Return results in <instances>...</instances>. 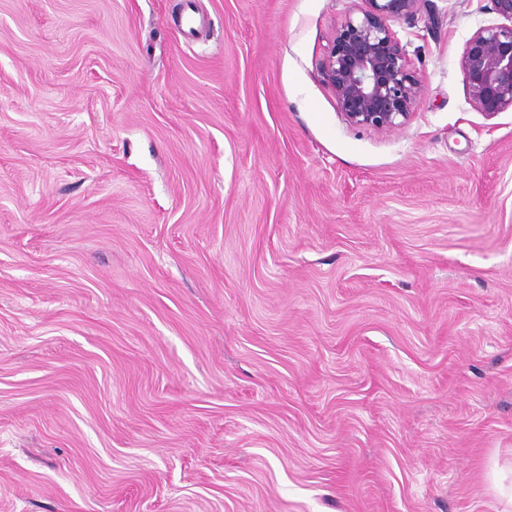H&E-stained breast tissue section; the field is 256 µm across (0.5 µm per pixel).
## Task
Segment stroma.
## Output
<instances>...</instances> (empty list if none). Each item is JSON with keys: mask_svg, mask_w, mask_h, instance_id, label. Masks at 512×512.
<instances>
[{"mask_svg": "<svg viewBox=\"0 0 512 512\" xmlns=\"http://www.w3.org/2000/svg\"><path fill=\"white\" fill-rule=\"evenodd\" d=\"M350 0H0V512H495L512 457V110L489 0L395 29L346 124ZM351 2L357 3L334 35L321 64L322 75L349 125L393 131L409 120L422 84L409 69L392 26L414 17L423 0ZM492 11L510 24L480 27L461 56L468 99L480 112L512 110V0H490ZM488 493L492 494L501 508L497 512L512 511V464L508 466H495L488 486Z\"/></svg>", "mask_w": 512, "mask_h": 512, "instance_id": "35a3bbf8", "label": "stroma"}]
</instances>
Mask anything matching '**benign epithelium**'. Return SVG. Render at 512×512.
Returning <instances> with one entry per match:
<instances>
[{
	"label": "benign epithelium",
	"instance_id": "1",
	"mask_svg": "<svg viewBox=\"0 0 512 512\" xmlns=\"http://www.w3.org/2000/svg\"><path fill=\"white\" fill-rule=\"evenodd\" d=\"M423 0H355L321 64L338 110L351 126L393 131L407 123L422 91L393 25ZM501 24L479 28L461 56L468 99L491 116L512 109V0H491Z\"/></svg>",
	"mask_w": 512,
	"mask_h": 512
}]
</instances>
